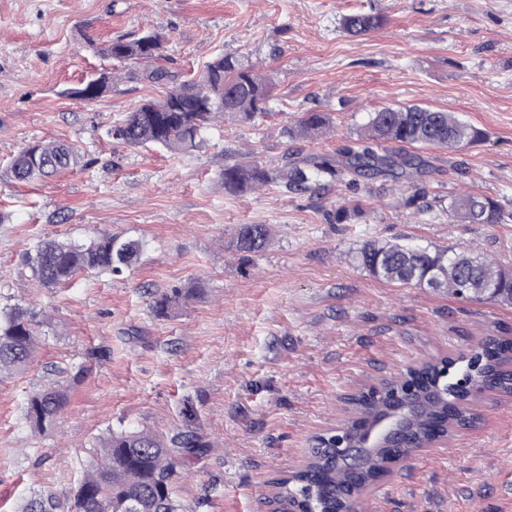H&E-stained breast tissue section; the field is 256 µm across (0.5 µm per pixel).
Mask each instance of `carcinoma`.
I'll return each mask as SVG.
<instances>
[{
    "label": "carcinoma",
    "instance_id": "carcinoma-1",
    "mask_svg": "<svg viewBox=\"0 0 512 512\" xmlns=\"http://www.w3.org/2000/svg\"><path fill=\"white\" fill-rule=\"evenodd\" d=\"M384 23L381 14L356 13L343 17L341 28L348 34L361 35ZM102 54L117 66L72 91L74 96L83 100L100 98L112 91V85L124 74L166 89L162 98L138 105L112 125V137L125 145H155L184 153L196 146L201 131L216 118L247 122L268 110L269 78L231 55L215 57L205 64L199 76L182 80L162 64L163 43L155 33L133 40H113ZM329 129L327 113L304 112L288 134L292 138L313 139ZM481 138V130L448 112L421 105L387 106L368 116L359 134L358 148H347L346 160L341 164L325 156L299 159L287 152L273 166L229 161L224 164L221 177L224 188L235 193L252 192L273 183L295 192L335 182L355 187L360 178L379 174L408 178L411 170L418 168L414 155L380 153L386 143L452 150ZM79 158L74 145L38 143L13 155L5 176L18 183L41 180L76 164ZM448 216L477 224H497L500 220L497 203L480 196H466L454 202ZM270 237L271 229L266 224H241L234 231L233 244L240 252L257 253L266 248ZM142 250V241L110 232L100 233L83 244L46 238L26 253L25 265L37 285L53 288L88 272L119 275L139 261ZM357 261L360 267L390 283L423 286L436 277V290L457 298L512 302V270L479 254L429 244L374 240L359 248ZM193 296V291L179 289L163 294L153 301L154 313L165 317ZM35 325L34 315L27 308H0V379L31 363L37 348ZM511 360L512 339L502 337L496 330L486 332L470 355L461 358L465 367L458 371L454 369L456 361L450 358L426 361L413 369L414 382L428 397V403L410 425L405 454L409 456L412 449L432 444L456 427L476 426L480 416L457 389L458 374L482 379L485 389L507 394L512 392V377L503 367ZM396 386L397 382L385 380L378 388L369 387L354 401L362 418L350 429L349 439H355L361 426L379 414L386 405L384 392ZM66 404L67 394L62 389L41 388L28 398L26 420L33 430H44ZM181 417L184 429L171 437L149 429L111 432L92 453L89 469L69 499L42 491L23 498L17 512H192L176 497L175 484L188 457L209 447V443L193 429L198 411L192 401L184 403ZM327 447L324 437L313 439L304 469L296 480L278 483L273 503L298 495L307 502L309 512H332L336 488L345 486L358 492L386 470V457L380 455L366 468L351 471L336 456L325 453Z\"/></svg>",
    "mask_w": 512,
    "mask_h": 512
}]
</instances>
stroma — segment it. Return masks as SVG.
<instances>
[{"label":"stroma","instance_id":"stroma-1","mask_svg":"<svg viewBox=\"0 0 512 512\" xmlns=\"http://www.w3.org/2000/svg\"><path fill=\"white\" fill-rule=\"evenodd\" d=\"M361 11L386 25L344 34L341 18ZM149 31L183 76L220 53L269 75L267 113L212 123L186 153L113 140L112 123L162 88L124 81L93 102L69 91L109 68L104 42ZM412 104L484 137L421 150L411 184L224 189L226 158L334 156L370 112ZM311 111L329 113L331 131L288 137ZM40 141L75 144L82 160L42 182L0 178V303L39 321L32 364L0 380V512L34 491L69 496L110 431L176 433L187 398L209 446L184 467L178 498L193 512H258L313 438L353 418L351 395L469 354L488 328L512 331V305L393 284L355 259L378 239L512 267V0H0V168ZM465 194L495 200L502 222L449 219ZM240 224L270 225L266 249H232ZM100 230L143 241L133 269L57 288L31 280L23 257L40 239L82 243ZM192 285L198 297L155 316L153 294ZM59 383L67 405L33 432L29 395ZM480 412L477 427L392 465L357 512H512V397L486 394Z\"/></svg>","mask_w":512,"mask_h":512}]
</instances>
